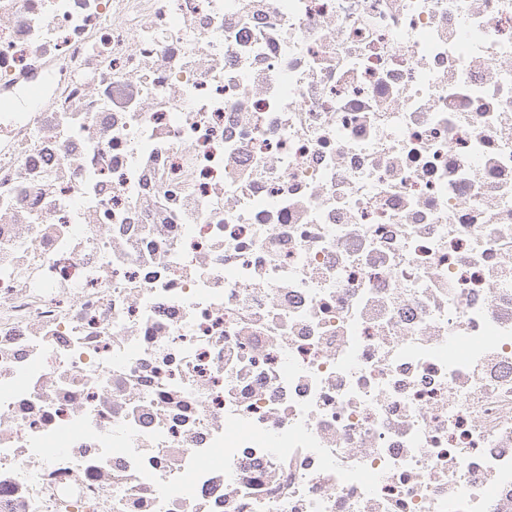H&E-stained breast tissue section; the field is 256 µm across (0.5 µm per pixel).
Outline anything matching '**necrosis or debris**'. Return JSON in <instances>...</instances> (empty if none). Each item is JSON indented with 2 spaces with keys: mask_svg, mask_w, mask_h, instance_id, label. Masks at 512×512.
Segmentation results:
<instances>
[{
  "mask_svg": "<svg viewBox=\"0 0 512 512\" xmlns=\"http://www.w3.org/2000/svg\"><path fill=\"white\" fill-rule=\"evenodd\" d=\"M0 512H512V0H0Z\"/></svg>",
  "mask_w": 512,
  "mask_h": 512,
  "instance_id": "necrosis-or-debris-1",
  "label": "necrosis or debris"
}]
</instances>
